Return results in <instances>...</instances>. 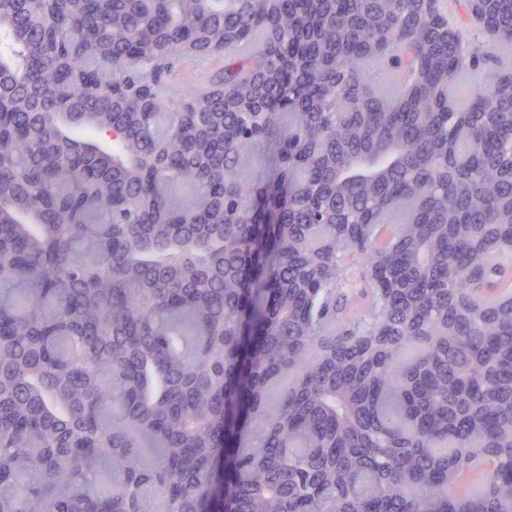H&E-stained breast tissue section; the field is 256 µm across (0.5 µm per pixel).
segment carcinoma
I'll use <instances>...</instances> for the list:
<instances>
[{
    "instance_id": "carcinoma-1",
    "label": "carcinoma",
    "mask_w": 512,
    "mask_h": 512,
    "mask_svg": "<svg viewBox=\"0 0 512 512\" xmlns=\"http://www.w3.org/2000/svg\"><path fill=\"white\" fill-rule=\"evenodd\" d=\"M460 6L0 0V512H512V80L457 93L512 0ZM222 66H224V58L208 60L206 64L199 61H187L176 73L174 84L182 87L204 83L207 86L213 73L221 69ZM196 69H201L202 72H198Z\"/></svg>"
}]
</instances>
